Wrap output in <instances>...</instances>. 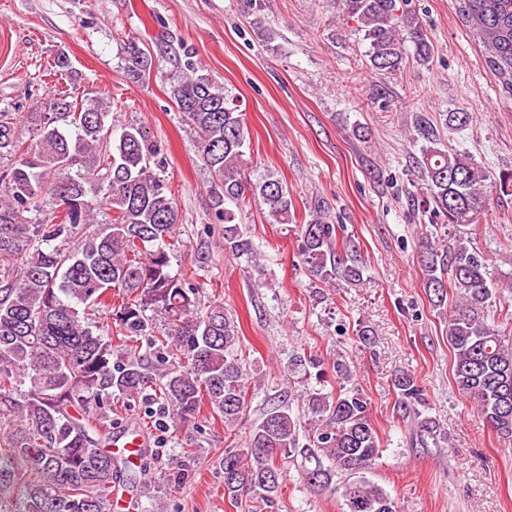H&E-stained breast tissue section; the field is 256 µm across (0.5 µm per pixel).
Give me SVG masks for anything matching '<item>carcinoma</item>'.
Instances as JSON below:
<instances>
[{"label": "carcinoma", "instance_id": "carcinoma-1", "mask_svg": "<svg viewBox=\"0 0 512 512\" xmlns=\"http://www.w3.org/2000/svg\"><path fill=\"white\" fill-rule=\"evenodd\" d=\"M358 23L367 57L379 75L408 59L430 60L433 45L412 0H337ZM458 15L485 50L487 67L512 94V0H456ZM152 56L135 39L125 70L140 81ZM178 112L199 133L197 156L211 175V221L224 225V246L261 268L237 211L250 203L276 224H294L288 187L272 173L251 179L249 132L228 92L198 74L183 50L181 76L170 85ZM29 112L0 111V512H110L112 490L124 484L112 439V402L138 397L188 422L206 404L236 421L247 408L253 376L233 314L201 305L195 273L174 274L169 240L178 208L156 173L165 157L141 127L114 137L109 106L100 97L78 105L66 95L37 98ZM421 163L433 212L444 217L448 241L426 242L420 255L429 301L455 296L448 322L454 382L502 439L512 441V304L490 287L486 254L467 239L488 211V189L509 193L512 173L494 177L472 156L438 145L432 126L417 122ZM109 211L102 223L98 214ZM341 224L318 211L298 225L300 253L311 276L355 285L363 263L340 239ZM107 307L121 334L149 353L115 348L97 332L91 311L110 291ZM339 390L303 391L308 423L287 400L266 411L248 450L224 452V494L275 509L285 479L281 461H300V478L324 489L334 473L344 512H396L390 496L367 479L380 439L368 400L349 387V364H333ZM392 385L394 410L417 417L415 444L441 438L423 389L402 372ZM307 435L300 436L301 429Z\"/></svg>", "mask_w": 512, "mask_h": 512}]
</instances>
